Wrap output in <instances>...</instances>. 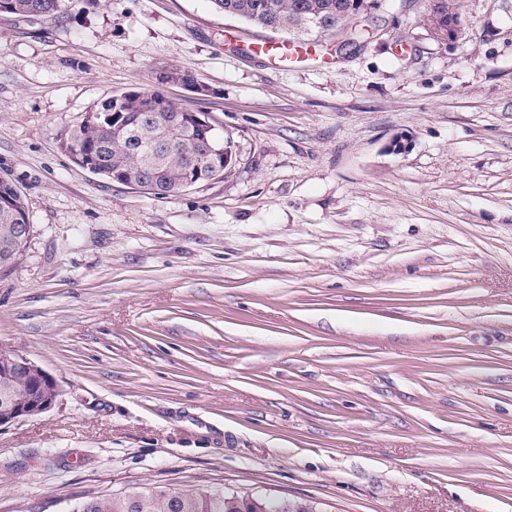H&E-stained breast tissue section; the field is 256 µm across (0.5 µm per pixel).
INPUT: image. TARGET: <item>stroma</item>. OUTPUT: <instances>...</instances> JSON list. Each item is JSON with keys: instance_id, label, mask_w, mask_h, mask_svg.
<instances>
[{"instance_id": "1", "label": "stroma", "mask_w": 512, "mask_h": 512, "mask_svg": "<svg viewBox=\"0 0 512 512\" xmlns=\"http://www.w3.org/2000/svg\"><path fill=\"white\" fill-rule=\"evenodd\" d=\"M378 2L364 44L285 58L210 0L0 12V178L33 226L0 345L61 390L0 429V512L150 485L512 512V0H464L453 45ZM176 66L208 94L157 83ZM154 88L229 142L223 178L158 198L60 149Z\"/></svg>"}]
</instances>
